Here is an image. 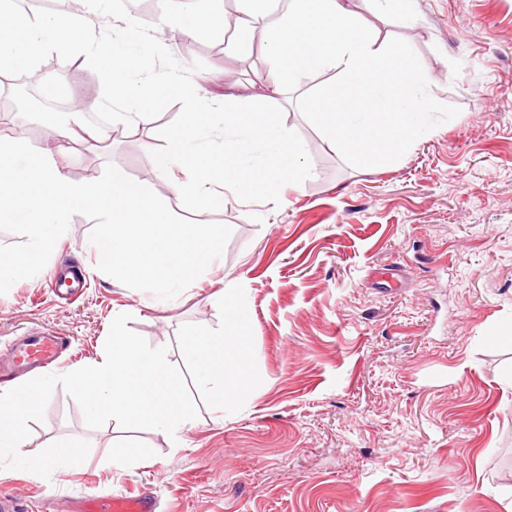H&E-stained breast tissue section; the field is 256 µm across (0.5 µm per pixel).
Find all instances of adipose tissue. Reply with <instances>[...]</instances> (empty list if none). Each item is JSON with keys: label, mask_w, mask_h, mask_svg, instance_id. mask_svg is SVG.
Listing matches in <instances>:
<instances>
[{"label": "adipose tissue", "mask_w": 512, "mask_h": 512, "mask_svg": "<svg viewBox=\"0 0 512 512\" xmlns=\"http://www.w3.org/2000/svg\"><path fill=\"white\" fill-rule=\"evenodd\" d=\"M223 295V330L187 336L185 357L202 383L232 402L244 405L253 398L252 387L239 369L246 348L242 337L249 318L234 289H224Z\"/></svg>", "instance_id": "1"}]
</instances>
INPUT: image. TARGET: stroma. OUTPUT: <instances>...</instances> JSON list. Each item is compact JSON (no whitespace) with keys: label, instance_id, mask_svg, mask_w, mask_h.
Wrapping results in <instances>:
<instances>
[{"label":"stroma","instance_id":"35a3bbf8","mask_svg":"<svg viewBox=\"0 0 512 512\" xmlns=\"http://www.w3.org/2000/svg\"><path fill=\"white\" fill-rule=\"evenodd\" d=\"M352 9L379 40L400 38L417 54L428 92L458 115L416 140L398 161L348 165L289 104L314 174L283 188L280 204L226 192L222 210L199 213L232 234L215 260L175 302L100 272L89 250L91 221L73 216L49 266L79 265L76 298L60 299L45 275L0 295V361L16 338L52 332L66 348L54 371L100 360L112 317L150 346L167 350L199 409L191 425L91 429L80 407L55 389L43 422L32 423L26 454L65 438L90 451L50 478L0 469V492L19 512H72L86 492L145 490L159 512H512V0H411L414 20ZM174 55L218 74L207 98L269 95L261 51L238 57L222 37L160 36ZM113 125L109 140L54 145L73 181L87 167H120L161 191L151 166L155 124ZM236 289L250 316L243 374L250 404L217 407L183 357L182 338L220 329V292ZM154 450L145 463L112 464L118 444Z\"/></svg>","mask_w":512,"mask_h":512}]
</instances>
